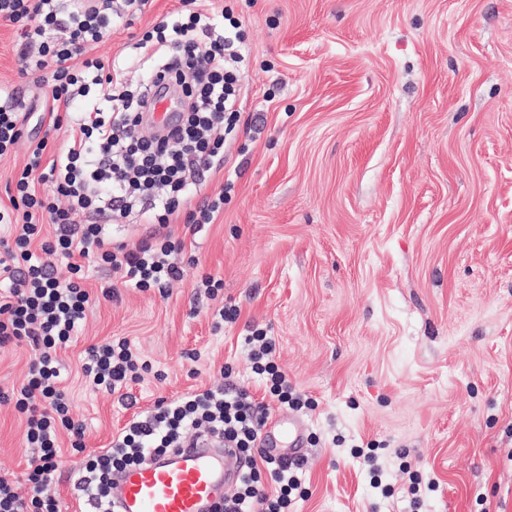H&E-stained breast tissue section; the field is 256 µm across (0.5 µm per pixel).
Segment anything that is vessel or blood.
Returning a JSON list of instances; mask_svg holds the SVG:
<instances>
[{"label": "vessel or blood", "mask_w": 512, "mask_h": 512, "mask_svg": "<svg viewBox=\"0 0 512 512\" xmlns=\"http://www.w3.org/2000/svg\"><path fill=\"white\" fill-rule=\"evenodd\" d=\"M301 421L268 420L258 445L268 447L272 436L287 437L301 449ZM243 464L235 449L222 440L194 438L169 456L114 474L113 512H219L225 492L241 475Z\"/></svg>", "instance_id": "1"}]
</instances>
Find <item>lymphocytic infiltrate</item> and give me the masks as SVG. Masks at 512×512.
<instances>
[{
    "mask_svg": "<svg viewBox=\"0 0 512 512\" xmlns=\"http://www.w3.org/2000/svg\"><path fill=\"white\" fill-rule=\"evenodd\" d=\"M193 3L180 0L179 9L137 40L136 49L154 64L150 84L132 89L119 64L87 53L111 32L112 0H0V23L16 30L21 71L36 74L43 88L29 102L0 86V157L19 141L28 143L9 203L0 205V224L14 228L12 241L0 242V348L24 344L32 352L25 382L0 393V405H13L26 420L31 495L20 496L13 481L0 475V512H61L49 489L60 432H67L74 451L84 449L85 426L71 412L57 359L58 349L77 337L93 301L82 285L83 260L109 267L124 285L166 293L181 276L176 257L187 237L224 211V193L198 199L192 188L204 173L223 170L224 145L240 121V24H225L220 15L202 17ZM159 84L180 87L185 110L166 131L147 133L143 127ZM79 100L82 111H73ZM64 126L66 143L52 148ZM41 184L50 186L49 194L38 193ZM59 196L70 199L68 208L56 205ZM134 213L158 225L159 233L133 248L112 242L106 222L118 224ZM179 217L181 238L168 230ZM46 222L56 227L50 240L41 236ZM59 260L67 277L55 273ZM244 343L253 372L262 378L264 400L244 389L158 400L111 448L87 457L79 478L87 501L109 512L113 472L180 448L186 432L221 438L225 447L243 453L255 447L272 404L311 407L276 363V342L266 330L253 331ZM151 370L124 338L89 346L81 363L86 386L110 393ZM305 465L285 456L249 459L221 512H286Z\"/></svg>",
    "mask_w": 512,
    "mask_h": 512,
    "instance_id": "f902f5d3",
    "label": "lymphocytic infiltrate"
}]
</instances>
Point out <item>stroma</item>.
<instances>
[{
  "mask_svg": "<svg viewBox=\"0 0 512 512\" xmlns=\"http://www.w3.org/2000/svg\"><path fill=\"white\" fill-rule=\"evenodd\" d=\"M178 5L150 0L92 55L147 82L127 45ZM225 8L243 23L248 89L227 164L200 193L233 189L168 295L119 288L60 352L86 427L84 452L59 441L62 512L86 508L85 455L158 399L227 382L261 397L243 346L255 328L314 401L278 409L305 424L308 496L288 512H512V0L194 5ZM15 39L0 25V84L31 99L42 89ZM204 274L222 281L218 300L197 295ZM220 301L239 315L217 332ZM112 337L154 368L127 404L77 374ZM27 468L25 423L0 406V474L25 494Z\"/></svg>",
  "mask_w": 512,
  "mask_h": 512,
  "instance_id": "35a3bbf8",
  "label": "stroma"
}]
</instances>
